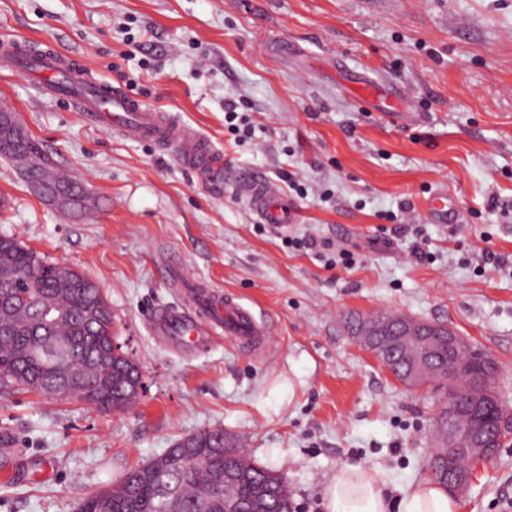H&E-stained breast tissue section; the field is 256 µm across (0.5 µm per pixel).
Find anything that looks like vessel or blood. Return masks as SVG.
I'll list each match as a JSON object with an SVG mask.
<instances>
[{"label": "vessel or blood", "instance_id": "vessel-or-blood-1", "mask_svg": "<svg viewBox=\"0 0 512 512\" xmlns=\"http://www.w3.org/2000/svg\"><path fill=\"white\" fill-rule=\"evenodd\" d=\"M9 47L16 53L15 66L40 76L43 96L69 101L90 123L107 118L123 135L172 148L182 165L202 184H234L261 223H291L293 209L271 180L225 165L223 153L195 128L164 110L146 106L122 85L89 81L84 66L75 59L52 52L35 61L22 43L13 41ZM354 95L362 101L380 99L386 103L394 98L393 92L372 80L359 82ZM430 210L437 223L447 224L455 218L456 205L447 192L440 191L433 196ZM187 288L191 295L187 311L167 312L155 327L157 334L181 339L195 332L198 323L205 322L221 328L225 335L237 337L244 346L263 335L262 318L238 299L201 282L188 283Z\"/></svg>", "mask_w": 512, "mask_h": 512}]
</instances>
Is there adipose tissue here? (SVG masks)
Returning <instances> with one entry per match:
<instances>
[{"mask_svg":"<svg viewBox=\"0 0 512 512\" xmlns=\"http://www.w3.org/2000/svg\"><path fill=\"white\" fill-rule=\"evenodd\" d=\"M324 507L326 512H456L457 504L442 486L425 479L406 492L397 506H390L375 471L347 464L327 485Z\"/></svg>","mask_w":512,"mask_h":512,"instance_id":"ef3b65f1","label":"adipose tissue"}]
</instances>
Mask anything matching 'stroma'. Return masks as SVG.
Wrapping results in <instances>:
<instances>
[{
    "label": "stroma",
    "instance_id": "1",
    "mask_svg": "<svg viewBox=\"0 0 512 512\" xmlns=\"http://www.w3.org/2000/svg\"><path fill=\"white\" fill-rule=\"evenodd\" d=\"M16 36L176 113L225 163L275 182L296 220L258 223L232 187L205 188L173 151L89 124L0 58V110L94 198L60 211L0 157V235L94 281L142 373L136 403L110 412L0 388V467L28 466L0 480V512H77L205 429L284 472L298 512H325L349 463L400 499L429 476L443 392L405 387L357 345L360 316L447 325L498 363L512 407V0H0V41ZM364 78L404 90L398 111L357 101ZM230 102L251 137L225 127ZM441 188L457 223L428 215ZM308 236L353 266L284 243ZM171 266L239 297L271 336L246 350L219 329L186 344L156 335L185 303ZM509 497L512 446L475 464L456 502L502 512Z\"/></svg>",
    "mask_w": 512,
    "mask_h": 512
}]
</instances>
